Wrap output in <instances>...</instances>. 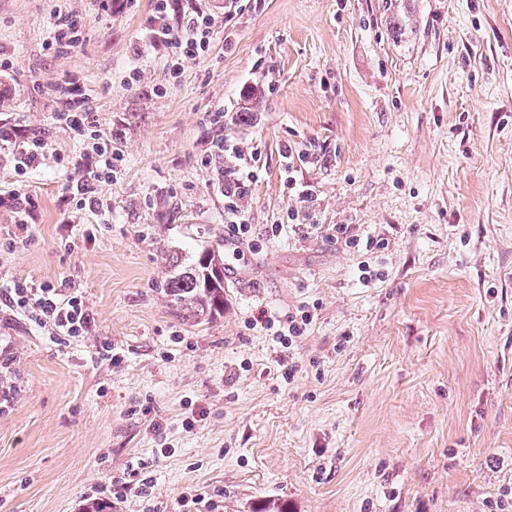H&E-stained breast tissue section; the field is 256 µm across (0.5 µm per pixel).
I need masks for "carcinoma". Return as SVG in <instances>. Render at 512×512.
Segmentation results:
<instances>
[{"mask_svg":"<svg viewBox=\"0 0 512 512\" xmlns=\"http://www.w3.org/2000/svg\"><path fill=\"white\" fill-rule=\"evenodd\" d=\"M166 294L173 306L199 316L224 312V243L207 245L189 264L166 282Z\"/></svg>","mask_w":512,"mask_h":512,"instance_id":"obj_1","label":"carcinoma"}]
</instances>
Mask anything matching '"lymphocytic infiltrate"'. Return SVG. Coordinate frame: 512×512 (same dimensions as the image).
<instances>
[{
  "instance_id": "obj_1",
  "label": "lymphocytic infiltrate",
  "mask_w": 512,
  "mask_h": 512,
  "mask_svg": "<svg viewBox=\"0 0 512 512\" xmlns=\"http://www.w3.org/2000/svg\"><path fill=\"white\" fill-rule=\"evenodd\" d=\"M167 9L168 0H154L147 40L150 46L161 45L167 49L169 67L176 73L183 59L207 54L218 20L211 13L197 11L189 15L185 25L176 28L167 21ZM68 93L69 106L59 113L58 119L78 136L84 148L79 158L61 156L57 162L70 172L68 189L76 209L96 212L102 207L98 189L112 181L122 157L113 152L112 135L103 131L98 113L85 107L80 86L70 84ZM5 149L15 151L18 168L33 170L41 166L47 143L37 136L19 139L15 128L0 126V150ZM208 155L222 162L217 182L224 193V208L238 219L231 227L232 233L242 238L250 236L252 227L243 209L257 177L250 165V155L221 137L211 141ZM0 306L48 331L60 344L87 336L91 328L92 316L80 293L50 284L35 287L22 280L10 281L0 286ZM313 320L314 308L306 304L290 313L286 320H265L264 327L279 348L289 352L306 336Z\"/></svg>"
}]
</instances>
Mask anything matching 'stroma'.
Here are the masks:
<instances>
[{
	"instance_id": "obj_1",
	"label": "stroma",
	"mask_w": 512,
	"mask_h": 512,
	"mask_svg": "<svg viewBox=\"0 0 512 512\" xmlns=\"http://www.w3.org/2000/svg\"><path fill=\"white\" fill-rule=\"evenodd\" d=\"M59 6L83 24L64 52L46 45ZM152 8L0 0L16 80L0 123L50 150L24 173L0 153V279L79 289L94 318L60 346L0 313L16 386L0 512H81L137 463L151 498L130 487L112 512H195V490L217 512H512V0H238L175 79L143 47ZM69 79L121 134L96 213L55 162L81 151L56 119ZM219 136L258 154L241 243L203 162ZM289 146L322 161L288 175ZM20 188L25 224L7 204ZM294 209L312 232L265 235ZM328 224L385 247L348 249ZM219 238L223 315L176 311L170 257ZM364 261L383 273L367 287ZM313 301L284 381L261 322ZM103 343L116 362L93 359Z\"/></svg>"
}]
</instances>
